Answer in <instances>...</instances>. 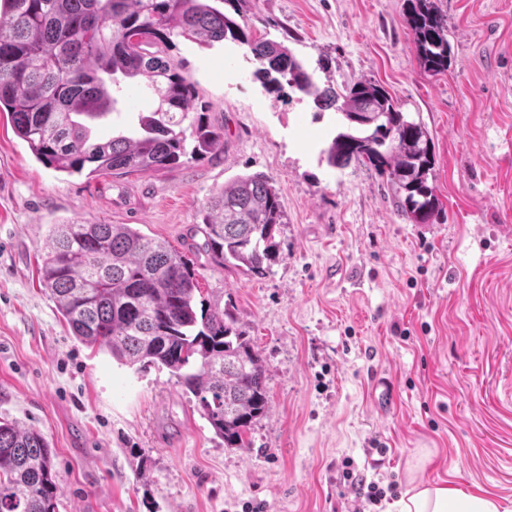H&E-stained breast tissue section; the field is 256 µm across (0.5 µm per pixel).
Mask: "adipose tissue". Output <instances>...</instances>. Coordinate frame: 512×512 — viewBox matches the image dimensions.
<instances>
[{
  "instance_id": "1",
  "label": "adipose tissue",
  "mask_w": 512,
  "mask_h": 512,
  "mask_svg": "<svg viewBox=\"0 0 512 512\" xmlns=\"http://www.w3.org/2000/svg\"><path fill=\"white\" fill-rule=\"evenodd\" d=\"M388 512H512V503L482 489L465 491L420 481L391 503Z\"/></svg>"
}]
</instances>
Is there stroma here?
<instances>
[{
	"label": "stroma",
	"instance_id": "stroma-1",
	"mask_svg": "<svg viewBox=\"0 0 512 512\" xmlns=\"http://www.w3.org/2000/svg\"><path fill=\"white\" fill-rule=\"evenodd\" d=\"M445 74L418 66L406 0H248L255 36L326 58L340 86L379 81L432 137L440 209L323 154L335 110L265 91L246 47L178 39L174 56L224 128L217 152L160 171L67 174L0 112V419L53 451L58 512H351L345 469L486 489L512 501V0H437ZM262 173L287 222L262 277L214 265L200 210ZM131 224L190 259L267 368L246 448L225 447L165 368L129 366L71 333L40 281L56 224ZM394 402L379 414L376 375Z\"/></svg>",
	"mask_w": 512,
	"mask_h": 512
}]
</instances>
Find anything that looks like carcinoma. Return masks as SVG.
Wrapping results in <instances>:
<instances>
[{
	"mask_svg": "<svg viewBox=\"0 0 512 512\" xmlns=\"http://www.w3.org/2000/svg\"><path fill=\"white\" fill-rule=\"evenodd\" d=\"M415 59L448 71V18L434 0H407ZM247 47L266 90L289 88L342 130L323 150L329 165L354 160L390 184L399 215L427 224L439 208L430 183L432 140L382 85L359 79L322 88L282 43L255 37L242 0H0V112L43 164L68 174L159 171L215 152L224 138L191 79L170 63L176 39ZM141 77L158 99L135 136L94 140L86 120L112 113L119 78ZM202 249L247 276L279 256L287 223L270 179L237 177L202 207ZM41 280L73 335L127 365L168 369L192 394L227 448H247L268 406L266 368L233 315L207 303L185 256L130 224H56ZM52 451L34 428L0 421V512H56Z\"/></svg>",
	"mask_w": 512,
	"mask_h": 512,
	"instance_id": "obj_1",
	"label": "carcinoma"
}]
</instances>
